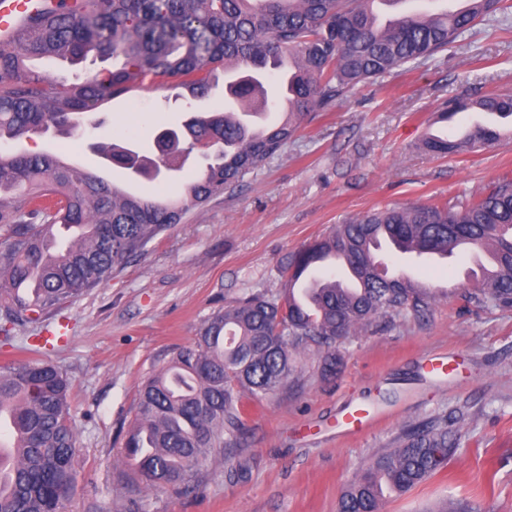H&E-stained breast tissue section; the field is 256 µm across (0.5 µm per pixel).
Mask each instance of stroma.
I'll list each match as a JSON object with an SVG mask.
<instances>
[{"label": "stroma", "instance_id": "obj_1", "mask_svg": "<svg viewBox=\"0 0 512 512\" xmlns=\"http://www.w3.org/2000/svg\"><path fill=\"white\" fill-rule=\"evenodd\" d=\"M496 94L512 95V22L490 17L442 52L439 66L357 86L306 118L280 155L190 212L107 284L0 333V365L47 361L71 381L79 453L65 512H338L379 454L395 448L405 429L429 422L447 426L459 448L428 480L391 497L384 512H429L443 503L512 512V308L465 301L471 260L464 254L417 269L418 281L435 291L427 314L376 319L340 350L335 370L305 356L286 386L251 405L235 443L203 462L189 484L145 490L128 480L120 455L144 379L192 344L213 312L252 294H277L287 255L356 215L462 199L512 174L511 117L473 110L437 119L454 99ZM167 95L133 89L103 107L100 128L0 143V154L58 153L136 192L178 196L195 161L149 180L91 149L113 141L156 158L160 129L180 128L189 113L224 102L220 87L196 101ZM476 120L499 124L507 137L445 157L421 149L425 133L458 139ZM432 354L457 370L427 373L422 361ZM358 403L378 405L382 417L345 433L337 420Z\"/></svg>", "mask_w": 512, "mask_h": 512}]
</instances>
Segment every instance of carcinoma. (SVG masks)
<instances>
[{
    "mask_svg": "<svg viewBox=\"0 0 512 512\" xmlns=\"http://www.w3.org/2000/svg\"><path fill=\"white\" fill-rule=\"evenodd\" d=\"M86 0L78 16L64 0L29 19L0 45V141L54 130L70 134L80 115L135 87L174 82L195 99L207 97L217 71H233L224 110L193 116L180 129L156 135L160 168L178 171L194 151L206 165L177 198L125 194L100 175L73 169L50 153L0 154V332L38 321L83 292L106 283L132 257L193 209L240 185L266 166L302 121L326 111L347 90L439 54L475 22L512 9L508 0H470L460 12L412 11L383 24L374 0ZM121 59L119 67L70 85L53 81L34 62L71 65L89 55ZM294 59L288 112L255 133L251 118L275 105L285 57ZM512 115V96L453 103L446 121L471 108ZM501 137L495 126H475L464 140L427 136V151L446 156ZM111 164L136 175L149 169L138 152L96 144ZM380 234L399 251H448L461 241L493 243V268L466 298L512 306V177L504 175L469 198L389 207L355 217L311 242L281 266L282 291L252 294L212 314L194 343L178 349L139 390L123 457L145 487H179L224 443L237 437L244 400L260 401L285 386L305 354L336 367V351L358 329L380 317L422 315L426 288L371 268L368 248ZM341 254L361 281L347 293L336 276L314 277L327 255ZM9 417L19 449L0 457V512H63L75 488L77 431L69 382L48 363L0 366V416ZM458 449L448 428L405 430L341 500L339 512H382L387 495L429 479Z\"/></svg>",
    "mask_w": 512,
    "mask_h": 512,
    "instance_id": "carcinoma-1",
    "label": "carcinoma"
}]
</instances>
